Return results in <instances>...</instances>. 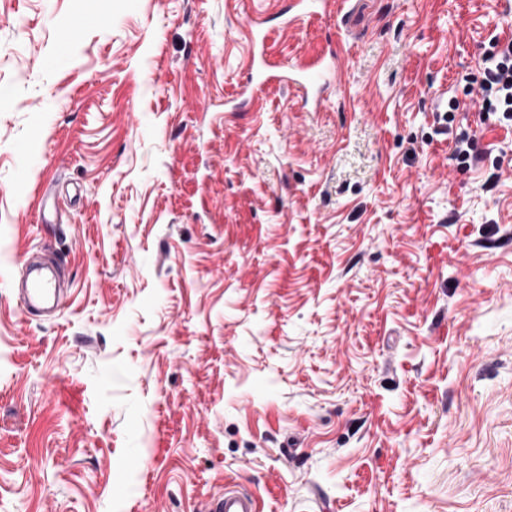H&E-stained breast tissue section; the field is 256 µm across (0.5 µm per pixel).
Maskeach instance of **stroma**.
<instances>
[{"mask_svg": "<svg viewBox=\"0 0 512 512\" xmlns=\"http://www.w3.org/2000/svg\"><path fill=\"white\" fill-rule=\"evenodd\" d=\"M0 0V512H512L496 0ZM335 52L237 108L253 31ZM465 101L453 159L435 95ZM46 222H38L39 212ZM71 290L49 320L12 283ZM330 1L293 0L288 6V27L292 28L303 17L312 18L325 12ZM492 51L483 60L479 90L482 112H501L512 122V40H494ZM454 156L461 164L471 166L481 160V155L476 149V131L460 129L455 134ZM203 512H260L256 497L235 485L225 483L224 491L212 496Z\"/></svg>", "mask_w": 512, "mask_h": 512, "instance_id": "obj_1", "label": "stroma"}]
</instances>
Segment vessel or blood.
Segmentation results:
<instances>
[{
    "label": "vessel or blood",
    "mask_w": 512,
    "mask_h": 512,
    "mask_svg": "<svg viewBox=\"0 0 512 512\" xmlns=\"http://www.w3.org/2000/svg\"><path fill=\"white\" fill-rule=\"evenodd\" d=\"M328 0H291L288 6V21L296 23L304 17L312 18L325 12ZM265 33H256L249 77L242 86V100L253 99L256 90L274 83H289L297 86L305 101L320 104L329 89L338 83L340 68L334 59L318 56L308 61H297L289 65L287 72L274 70L267 59ZM57 294L55 282L48 278H35L23 296L25 309H32ZM203 512H260L256 497L235 485L225 484L222 492L212 496Z\"/></svg>",
    "instance_id": "vessel-or-blood-1"
}]
</instances>
